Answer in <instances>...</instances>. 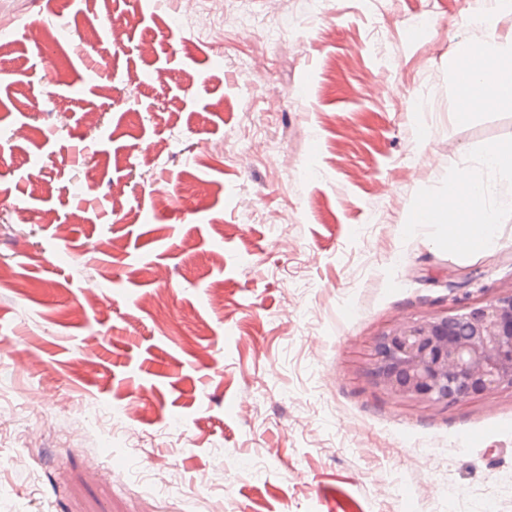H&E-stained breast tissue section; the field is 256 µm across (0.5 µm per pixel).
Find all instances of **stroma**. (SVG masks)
<instances>
[{"mask_svg":"<svg viewBox=\"0 0 512 512\" xmlns=\"http://www.w3.org/2000/svg\"><path fill=\"white\" fill-rule=\"evenodd\" d=\"M181 10L0 0V512H512V391L370 374L391 325L512 289V211L489 252L412 225L512 148L458 54L512 68V9Z\"/></svg>","mask_w":512,"mask_h":512,"instance_id":"obj_1","label":"stroma"}]
</instances>
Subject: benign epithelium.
I'll use <instances>...</instances> for the list:
<instances>
[{
    "label": "benign epithelium",
    "instance_id": "1",
    "mask_svg": "<svg viewBox=\"0 0 512 512\" xmlns=\"http://www.w3.org/2000/svg\"><path fill=\"white\" fill-rule=\"evenodd\" d=\"M372 348L371 376L398 399L446 408L512 389V291L397 323Z\"/></svg>",
    "mask_w": 512,
    "mask_h": 512
}]
</instances>
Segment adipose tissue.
<instances>
[{
	"label": "adipose tissue",
	"instance_id": "ef3b65f1",
	"mask_svg": "<svg viewBox=\"0 0 512 512\" xmlns=\"http://www.w3.org/2000/svg\"><path fill=\"white\" fill-rule=\"evenodd\" d=\"M463 56L469 59L467 74L460 79L462 99L468 100L480 95L491 106L512 103V78H506L500 65L502 46L495 39H488L479 45H463ZM502 209H512V198H505L498 204H489L486 200L483 181L478 173H461L456 182L448 189V201L437 213L439 222L447 223L456 244L467 247L476 245L485 251H492L496 245L497 213ZM479 214V222L459 229L458 225L448 223V216L459 212Z\"/></svg>",
	"mask_w": 512,
	"mask_h": 512
}]
</instances>
